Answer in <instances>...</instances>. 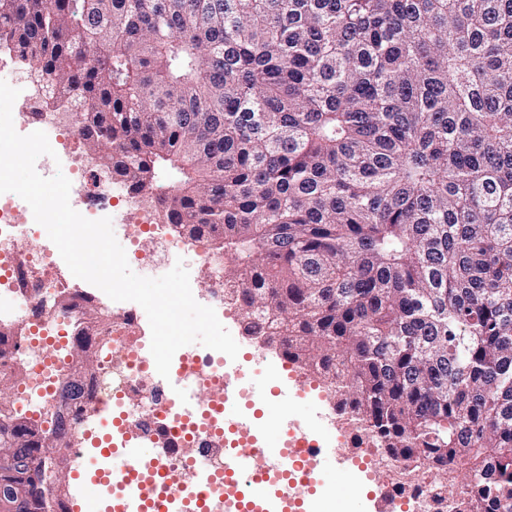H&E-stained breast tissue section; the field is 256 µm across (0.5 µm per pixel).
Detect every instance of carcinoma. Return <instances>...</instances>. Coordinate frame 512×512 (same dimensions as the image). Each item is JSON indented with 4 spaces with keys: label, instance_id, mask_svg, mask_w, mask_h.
Listing matches in <instances>:
<instances>
[{
    "label": "carcinoma",
    "instance_id": "cac0c4a2",
    "mask_svg": "<svg viewBox=\"0 0 512 512\" xmlns=\"http://www.w3.org/2000/svg\"><path fill=\"white\" fill-rule=\"evenodd\" d=\"M0 44L230 256L243 335L330 387L395 493L512 512V0H0ZM5 449L45 512L42 446Z\"/></svg>",
    "mask_w": 512,
    "mask_h": 512
}]
</instances>
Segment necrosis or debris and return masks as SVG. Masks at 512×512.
I'll list each match as a JSON object with an SVG mask.
<instances>
[{"label": "necrosis or debris", "instance_id": "obj_1", "mask_svg": "<svg viewBox=\"0 0 512 512\" xmlns=\"http://www.w3.org/2000/svg\"><path fill=\"white\" fill-rule=\"evenodd\" d=\"M29 122L47 131L60 169L71 182L70 193L82 201L81 214L96 220L111 211L120 190L95 180L92 160L78 158L75 145L81 136L68 108L60 102L49 105ZM29 210L16 194H0V310L30 330L0 355V386L12 388L13 406L45 436L57 425L63 387L79 385L82 397L71 412V440L47 447V455L65 458L70 469H84L91 431L101 420L116 419L121 444L135 442L152 451L140 464L144 487L152 492L162 479L183 483L193 466L223 475L227 449L257 447V440L234 431L229 422L242 401L224 394L223 353L184 346L173 357L169 378H162L149 340L136 333L141 315L135 306L101 303L102 323L89 344L92 365L74 354L72 337L91 297L61 273L55 245L36 243L38 226ZM119 216L113 230L135 268L156 272L192 256L216 275L212 288L194 291L195 300L212 307L219 319L234 317V310L224 305V283L218 277L223 266L206 240L189 247L178 239L155 242L152 214L138 200L125 201ZM180 388L191 406L180 404Z\"/></svg>", "mask_w": 512, "mask_h": 512}]
</instances>
